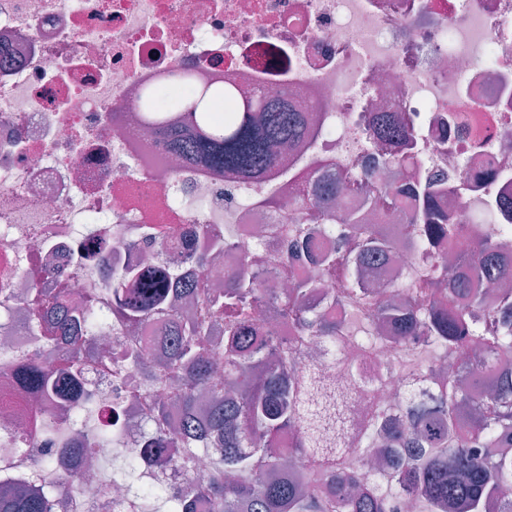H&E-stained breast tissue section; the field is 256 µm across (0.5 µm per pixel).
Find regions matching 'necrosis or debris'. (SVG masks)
<instances>
[{
	"mask_svg": "<svg viewBox=\"0 0 512 512\" xmlns=\"http://www.w3.org/2000/svg\"><path fill=\"white\" fill-rule=\"evenodd\" d=\"M215 83L242 96L273 92L302 113L306 135L275 147L272 172L241 180L210 171L169 151L142 121L146 87L155 108L171 112L192 88ZM383 111L413 128L416 171L451 184L436 205L466 225L467 246L493 238L512 260V218L496 207L512 198V0H0V377L25 357L49 369L61 362L32 321V289L81 299L104 288L110 270L147 261L208 289H223L225 274L246 262L281 281L267 259L287 244L297 193L320 175L338 177L343 205L354 209L365 173L402 179L386 163L395 145L370 137ZM412 210L373 219L397 246L370 288L427 272L404 228ZM189 224L224 240L206 269L183 235ZM386 356L376 348L364 368L371 391L348 404L353 429L372 403L400 400L405 383L386 370ZM85 388L95 401L75 414L65 398L18 386L20 405L0 399L1 480L73 483V503L53 512H121L137 484L206 475L209 458L185 471L173 456L134 483L104 478L98 469L113 446L89 460L74 444L117 404L119 437L135 449L154 428L149 399L171 405L175 392L147 386L142 368L93 363ZM34 408L66 427L37 466L13 442Z\"/></svg>",
	"mask_w": 512,
	"mask_h": 512,
	"instance_id": "1",
	"label": "necrosis or debris"
}]
</instances>
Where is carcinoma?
<instances>
[{
  "label": "carcinoma",
  "instance_id": "1",
  "mask_svg": "<svg viewBox=\"0 0 512 512\" xmlns=\"http://www.w3.org/2000/svg\"><path fill=\"white\" fill-rule=\"evenodd\" d=\"M235 96L230 86L203 89L181 113L196 134L174 137L173 146L213 170L247 180L269 170L273 145L300 138L304 128L299 113L264 91L238 97L236 112L225 121L217 118L215 103ZM371 133L400 146H410L414 139L411 126L389 112ZM446 190L430 178L397 187L372 186L365 200L372 207L394 209L404 196L418 199L419 211L408 218L407 228L428 247L432 266L439 270L436 277L405 289L388 287L381 295L369 288L366 274L394 244L362 223L357 211L324 206L341 194V184L324 183L293 203L305 223L336 220V249L320 258L322 276L339 280L331 302L379 328L390 326L393 335L381 337L391 356L388 367L407 374L408 384L426 376L434 380L430 392L399 408L393 423L385 406L375 405L365 431L347 442L326 435L327 426L339 419L340 394L316 375L300 373L298 360L312 341L330 339L338 351L336 368L359 382L371 350L359 344L348 324L333 322L313 308L316 280H294L288 292L279 293L275 317L288 320L296 336L288 346L267 351L253 343L267 333L260 312L272 290L249 264L225 276L218 293L192 284L173 288L175 273L162 267L127 266L112 273L106 291L118 324L136 323L154 312L168 317L171 345L146 378L153 385L176 386L182 412L177 426L168 429L167 405L153 406L155 432L140 455L125 457L123 471L133 477L136 462L150 463L166 451L179 452L191 464L198 449H211V468L203 480L173 495L167 486L154 487L131 512H146L148 501L166 512H195L196 495L209 498L214 512H399L401 497L413 499L417 512H512V456L479 454L481 448L512 447V377L498 379L484 395L475 394L466 378L493 370L512 351V295L503 294L500 307L490 308L483 291L512 279V264L500 263L496 243L486 239L469 255L464 271L447 274L448 256L436 248L460 236L464 225L448 223L437 211L435 196ZM222 246L221 239L210 235L199 242L200 266L206 267ZM93 312V301L77 304L64 288L34 291L33 313L51 339L86 324ZM417 338L437 348L435 363L414 361L412 342ZM94 340L82 336L71 341L56 369L29 361L15 376L36 393L65 397L81 387L87 347ZM205 395L210 412L199 422L195 413ZM121 416V408L110 410L108 424L92 434V443L109 442ZM286 428L296 431L297 439L293 449L281 453L273 442ZM376 442L414 450L405 462L377 457L379 464L392 467L389 486L362 478L341 484L336 492H318V484L352 468L363 449ZM293 468L305 469L311 484L289 479ZM68 491L61 483L27 490L0 486V512H52L55 499Z\"/></svg>",
  "mask_w": 512,
  "mask_h": 512
}]
</instances>
